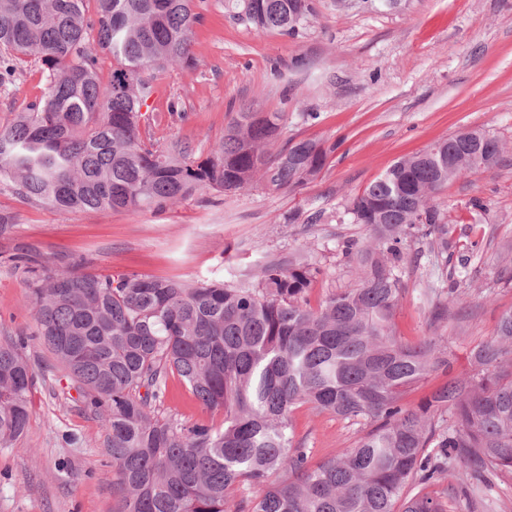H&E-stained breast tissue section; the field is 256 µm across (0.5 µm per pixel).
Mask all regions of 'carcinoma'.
<instances>
[{
  "label": "carcinoma",
  "instance_id": "1",
  "mask_svg": "<svg viewBox=\"0 0 512 512\" xmlns=\"http://www.w3.org/2000/svg\"><path fill=\"white\" fill-rule=\"evenodd\" d=\"M259 31L297 36L314 0H224ZM194 0H0V87L33 58L46 92L0 121V181L61 211L163 208L196 192L262 184L295 189L315 179L334 147L312 139L269 146L282 112H239L204 159L177 141L145 142L140 107L156 74L194 68ZM112 57L101 82L97 51ZM455 153V137L399 159L346 213L369 243L345 247L355 278L317 306L321 270L307 255L263 253L257 273L232 284L58 266L37 252L13 257L30 273L39 336L67 368L79 401L108 432L117 512H450L439 498L404 495L441 482L453 462L477 497L512 474V311L476 346L472 372L453 377L415 409L403 397L448 371L442 336L403 342L393 317L403 298L398 264L417 224L438 252L450 233L434 198L448 183L499 163ZM24 341L0 344V450L24 436L34 372ZM176 377L220 422L185 427L161 406ZM307 405L371 428L316 465L296 439Z\"/></svg>",
  "mask_w": 512,
  "mask_h": 512
}]
</instances>
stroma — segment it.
<instances>
[{"instance_id": "stroma-1", "label": "stroma", "mask_w": 512, "mask_h": 512, "mask_svg": "<svg viewBox=\"0 0 512 512\" xmlns=\"http://www.w3.org/2000/svg\"><path fill=\"white\" fill-rule=\"evenodd\" d=\"M317 14L296 37L232 20L224 0H206L194 26L197 67L158 74L142 122L156 147L189 143L207 157L237 112H284L277 146L291 138L333 144L321 173L295 190L255 185L235 194L199 192L154 211H59L0 186V342L24 341L35 372L25 437L0 453V512H115L118 495L102 477L107 432L78 402L65 367L37 338L26 275L12 255L38 250L59 264L82 262L100 275L136 272L181 281L233 282L267 251H305L321 268L309 299L344 288L354 271L342 246L367 241L344 213L350 196L400 158L467 129L502 144L499 164L448 184L435 203L455 245L438 255L433 237L408 238L398 267L404 296L394 317L407 342L448 340L450 374L432 373L404 402L416 407L470 372L469 355L512 310V0H410L370 12L315 0ZM46 80L23 62L0 87V116L38 103ZM316 223H309V216ZM453 288L448 317L433 321L425 289ZM297 438L314 461L354 447L357 424L301 406Z\"/></svg>"}]
</instances>
